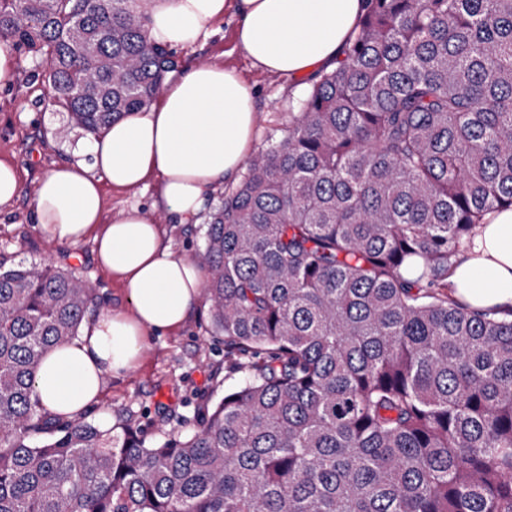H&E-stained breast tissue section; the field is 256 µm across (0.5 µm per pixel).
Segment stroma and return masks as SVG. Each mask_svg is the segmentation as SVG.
<instances>
[{"instance_id": "35a3bbf8", "label": "stroma", "mask_w": 512, "mask_h": 512, "mask_svg": "<svg viewBox=\"0 0 512 512\" xmlns=\"http://www.w3.org/2000/svg\"><path fill=\"white\" fill-rule=\"evenodd\" d=\"M236 15H225L211 35L193 53L176 51L179 66L219 62L241 73L253 89L258 112L254 151L285 138L296 106L311 86L310 80H291L252 67L235 39ZM19 78L0 90V161L20 171L22 193L0 210V250L19 260H37L74 272L95 288L102 304H117L122 294L94 261L92 242L60 246L50 241L31 220L33 192L38 179L53 164L70 157V150L87 133L72 124L67 113L49 103L46 66L35 54H15ZM168 225L174 249L196 255L205 244V224H173L167 212L154 204L152 190H107L108 213L130 205ZM239 373L224 360V346L212 335L209 306L200 301L177 332L149 340L142 360L125 377L106 378L103 407L87 412V420L103 426H132L147 441H160L172 433L190 434L197 408L217 401L236 383Z\"/></svg>"}]
</instances>
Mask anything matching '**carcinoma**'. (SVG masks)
Masks as SVG:
<instances>
[{
	"mask_svg": "<svg viewBox=\"0 0 512 512\" xmlns=\"http://www.w3.org/2000/svg\"><path fill=\"white\" fill-rule=\"evenodd\" d=\"M150 0H0L98 135L174 53ZM512 208V0H367L288 136L246 161L197 263L242 377L158 445L47 411L35 373L94 288L0 251V512H512V312L448 267Z\"/></svg>",
	"mask_w": 512,
	"mask_h": 512,
	"instance_id": "carcinoma-1",
	"label": "carcinoma"
}]
</instances>
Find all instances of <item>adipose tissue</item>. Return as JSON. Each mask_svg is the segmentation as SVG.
<instances>
[{
  "label": "adipose tissue",
  "instance_id": "ef3b65f1",
  "mask_svg": "<svg viewBox=\"0 0 512 512\" xmlns=\"http://www.w3.org/2000/svg\"><path fill=\"white\" fill-rule=\"evenodd\" d=\"M365 9V0H151L148 38L192 47L231 10L253 67L297 80L335 66ZM256 125L245 79L220 64H196L168 78L147 111L79 141L73 160L37 183L35 224L61 244L92 240L98 266L125 297L43 356L35 393L48 411L74 418L97 407L105 376L135 369L148 338L180 329L203 294V271L166 244L162 225L136 208L106 216V189L155 185L173 223H197L204 201L244 166ZM448 282L463 308L512 311V209L490 214L457 254Z\"/></svg>",
  "mask_w": 512,
  "mask_h": 512
}]
</instances>
